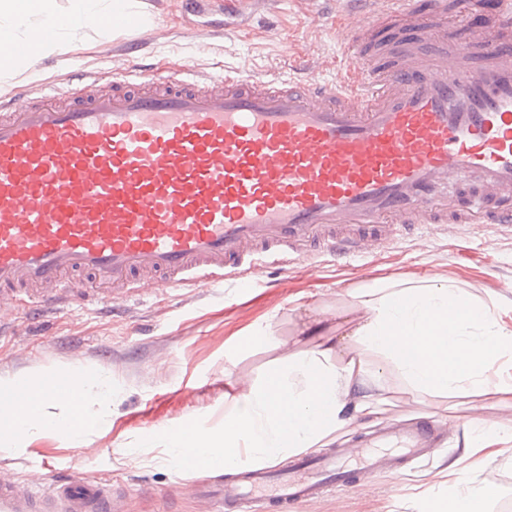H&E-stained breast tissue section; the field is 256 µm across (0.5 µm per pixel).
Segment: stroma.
Masks as SVG:
<instances>
[{"instance_id":"1","label":"stroma","mask_w":512,"mask_h":512,"mask_svg":"<svg viewBox=\"0 0 512 512\" xmlns=\"http://www.w3.org/2000/svg\"><path fill=\"white\" fill-rule=\"evenodd\" d=\"M224 2L207 0L201 16L187 11L183 0H137L148 24L132 31L87 29L65 53L21 60L15 71L0 75V95L19 101L44 84L76 89L78 73H124L131 48L142 64L163 74L182 61L214 75L236 68L298 79L309 75L302 60L318 64L336 53L330 32L342 13L340 0H279L260 10L237 0L238 35L205 40L194 34L201 18H223ZM271 278L245 288L188 286L149 294L128 301L121 312L84 299L40 322L16 320L0 335V385L106 370L112 405L105 423L83 439L42 433L0 445V476L23 479L35 469L70 467L127 489L124 512H216L187 489L190 475L178 474L159 450L138 443L188 417L206 429L223 426L225 368L248 382L279 355L275 349L250 352L228 365L225 354L241 338L265 329L306 348L339 336L337 308L350 302L353 290L389 278L474 288L511 318L512 236L465 227L456 235L408 238L344 266H299L284 277L283 288L275 285L279 273ZM307 322L319 335H302ZM456 415L458 427L448 431L432 462L404 476L374 477L373 489L333 494L301 512H420L423 500L446 495L448 481L457 478L494 485L489 512H512V459L475 451L469 412L461 407Z\"/></svg>"}]
</instances>
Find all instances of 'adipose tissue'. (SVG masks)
<instances>
[{"label":"adipose tissue","instance_id":"ef3b65f1","mask_svg":"<svg viewBox=\"0 0 512 512\" xmlns=\"http://www.w3.org/2000/svg\"><path fill=\"white\" fill-rule=\"evenodd\" d=\"M56 17L55 0H0V38L18 37L31 21L53 25ZM346 313L347 346L284 349L248 389L228 381L222 428L162 430L149 434L145 447L162 448L169 460L190 462L198 471L218 464L229 471L243 458L264 466L327 447L343 436L353 415L382 419L393 374L409 406L428 396L443 412L457 398L512 409V374L504 369L505 356H512V323L498 315L492 300L451 284L387 281L356 289ZM371 379L378 391L364 393ZM79 381L83 393L98 397L99 414L49 412L41 384L32 389V414L20 429L8 428L7 410L0 407V440L60 430L75 420L99 426L109 415L112 376L103 371ZM489 499L486 486L461 480L446 496L425 502L423 512H486Z\"/></svg>","mask_w":512,"mask_h":512}]
</instances>
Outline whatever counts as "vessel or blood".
<instances>
[{
	"mask_svg": "<svg viewBox=\"0 0 512 512\" xmlns=\"http://www.w3.org/2000/svg\"><path fill=\"white\" fill-rule=\"evenodd\" d=\"M372 0L333 31L356 65L295 82L173 64L166 77L94 76L65 102L0 107V311L239 285L250 271L350 260L413 231L471 225L512 235V0ZM75 404L81 389L49 377ZM0 404L27 418L18 381ZM356 465L341 454L245 467L194 491L235 512H298L406 471L435 425L387 423ZM0 512H119L111 482L74 471L0 477Z\"/></svg>",
	"mask_w": 512,
	"mask_h": 512,
	"instance_id": "obj_1",
	"label": "vessel or blood"
}]
</instances>
